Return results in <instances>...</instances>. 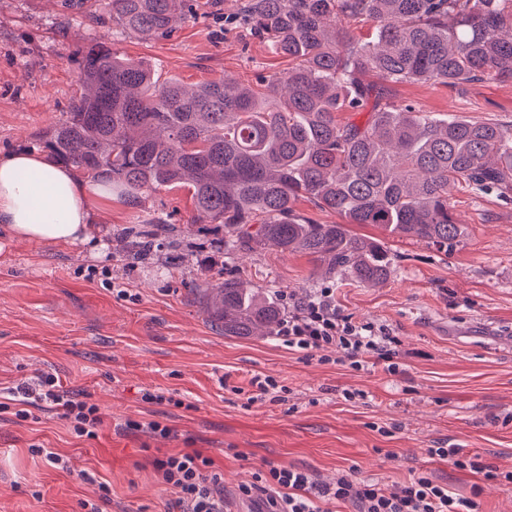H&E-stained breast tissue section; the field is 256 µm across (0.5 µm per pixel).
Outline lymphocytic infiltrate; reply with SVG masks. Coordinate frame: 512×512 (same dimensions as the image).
Instances as JSON below:
<instances>
[{"label":"lymphocytic infiltrate","mask_w":512,"mask_h":512,"mask_svg":"<svg viewBox=\"0 0 512 512\" xmlns=\"http://www.w3.org/2000/svg\"><path fill=\"white\" fill-rule=\"evenodd\" d=\"M277 336L289 349L308 358L357 370L373 361L382 364L388 373L396 371L397 339L384 327L345 314L329 288L289 301ZM34 407L56 412L78 437H95L103 423L95 403L65 390L49 373L10 389L7 401L0 402V412H12L19 422L26 421ZM428 454L456 469L481 475L484 482H512V470L500 471L493 463L463 449L432 448ZM153 464L164 483L176 490L180 512H224L223 476L212 458L196 449L180 450L154 459ZM259 492L266 495L265 512H331V505L336 503L351 504L356 512H481L478 497L483 489L474 486L472 496L463 497L434 481L424 470L409 481L388 485L359 480L344 472L325 482L309 471L271 464L255 474L253 483L239 487V497L245 501L253 500Z\"/></svg>","instance_id":"1"}]
</instances>
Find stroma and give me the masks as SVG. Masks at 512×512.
<instances>
[{"label": "stroma", "instance_id": "1", "mask_svg": "<svg viewBox=\"0 0 512 512\" xmlns=\"http://www.w3.org/2000/svg\"><path fill=\"white\" fill-rule=\"evenodd\" d=\"M203 13L168 37L143 40L94 24L109 0H0V154L34 149L38 132L66 117L79 96L78 49L109 44L150 64L160 81L191 86L229 76L259 85L288 61L243 28L225 24L240 0H200ZM397 98L416 109L471 121L512 122V83L477 82L457 90L404 83ZM463 233L449 253L415 238L382 239L393 264L384 285L323 273L301 252L267 246L234 261L212 252L187 189L128 204L111 190L92 200L104 246L17 241L0 253V389L51 373L86 395L105 425L97 438L75 437L56 415L35 411L13 422L0 414V512H177V494L153 461L198 449L224 477L229 512H250L237 496L267 464L306 468L320 479L354 469L358 478L404 482L426 470L467 497L479 475L432 460L430 448H461L512 468V204L495 195L454 193ZM176 227L177 247L150 256L124 254V234L151 216ZM189 257L172 263L174 250ZM232 266L244 287L276 299L332 289L337 306L386 326L400 341L396 373L369 364L355 370L306 359L277 337L239 338L212 329L190 286L217 283ZM273 377L283 400L251 401L253 378ZM160 390L172 403L151 404ZM359 391L348 401L344 391ZM158 420L163 440L129 431L127 420ZM65 456L59 470L34 448ZM112 500L99 501L100 483Z\"/></svg>", "mask_w": 512, "mask_h": 512}]
</instances>
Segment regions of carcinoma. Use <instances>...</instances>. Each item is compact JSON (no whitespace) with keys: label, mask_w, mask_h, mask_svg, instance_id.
I'll return each mask as SVG.
<instances>
[{"label":"carcinoma","mask_w":512,"mask_h":512,"mask_svg":"<svg viewBox=\"0 0 512 512\" xmlns=\"http://www.w3.org/2000/svg\"><path fill=\"white\" fill-rule=\"evenodd\" d=\"M198 7L111 0L93 20L166 37ZM235 18L288 59V71L264 80L263 91L230 77L160 83L143 62L94 43L77 59L84 93L35 144L112 183L133 205L147 192L188 189L197 221L224 225L213 247L227 256L272 243L365 284L387 281L391 256L350 225L372 224L446 253L460 236L454 191L512 203V122L438 119L393 94L403 83L512 82V0H242ZM353 25L372 29L370 38L352 35ZM341 112L365 120L343 122ZM300 199L342 222L298 214ZM164 223L157 216L129 231L130 250L150 255L151 226ZM189 292L226 336L272 337L285 316L231 273Z\"/></svg>","instance_id":"obj_1"}]
</instances>
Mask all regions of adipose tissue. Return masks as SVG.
<instances>
[{"label": "adipose tissue", "instance_id": "ef3b65f1", "mask_svg": "<svg viewBox=\"0 0 512 512\" xmlns=\"http://www.w3.org/2000/svg\"><path fill=\"white\" fill-rule=\"evenodd\" d=\"M22 170L38 180L19 178ZM93 188L70 167L42 154L23 150L0 156V251L16 241L30 240L99 245L90 220Z\"/></svg>", "mask_w": 512, "mask_h": 512}]
</instances>
